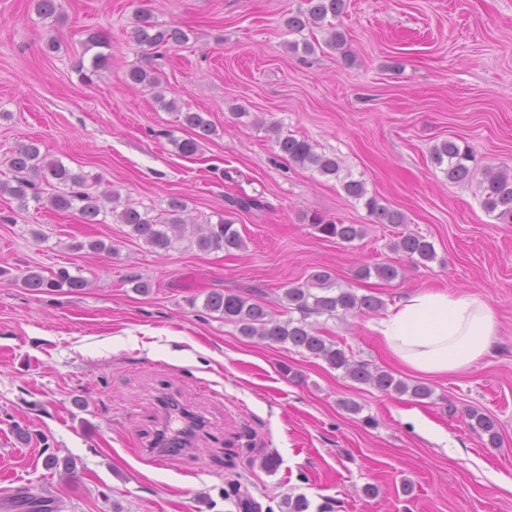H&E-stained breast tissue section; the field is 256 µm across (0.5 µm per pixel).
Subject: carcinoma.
<instances>
[{
  "label": "carcinoma",
  "mask_w": 512,
  "mask_h": 512,
  "mask_svg": "<svg viewBox=\"0 0 512 512\" xmlns=\"http://www.w3.org/2000/svg\"><path fill=\"white\" fill-rule=\"evenodd\" d=\"M307 7L289 16L284 24L290 34H300L308 27H321L328 18H337L344 9V0H306ZM38 15L44 19L55 17L62 7L61 0H35ZM133 40L149 49L168 48L188 41V36L175 27H160L150 21L149 14L138 17V24L132 31ZM129 80L146 88L155 89L161 85L156 70L140 66L128 74ZM182 124L195 131V137L174 141L180 155H194L199 148V140L214 133V126L205 112L183 113ZM276 147L289 160L302 166L313 168L322 175L338 176L339 162L316 151L315 146L305 138L276 135ZM434 163L443 168V173L452 183H462L472 179L479 166L476 155L467 147L454 140H444L432 149ZM10 167L19 174L16 185L0 183V192L8 191L26 207L29 201L63 212H72L85 224L100 223L99 216L106 213V204L116 200L117 194L109 187L102 190L86 189L83 176L72 172L58 160L48 161L41 155L34 142L17 147L9 159ZM37 178L44 182L55 181L53 192L42 196V192L32 181ZM481 205L501 224H512V171L508 169L486 170L480 182ZM345 193L355 200H365L369 213L379 224H402L404 216L381 203L375 196H367L363 182L355 179L343 181ZM185 203L178 197L168 201L165 216H151L149 211H140L127 206L116 214L117 220L130 227L132 235L151 248L167 252L176 242L184 239L185 228L181 214ZM310 224L323 236L351 242L364 235L358 224H337L332 220L313 214ZM202 251L242 250L245 241L234 224L218 215L216 222L204 225L203 232L196 239ZM394 249L415 263L431 261L435 249L424 237L407 234L401 236ZM399 275L398 268L390 263L365 266L358 271V277L366 279L375 276L384 281H392ZM24 286L34 291H54L64 287L80 290L86 282L73 276L65 268L46 277L39 272L26 270L21 276ZM283 299L288 312H297L300 318L280 321L272 318L268 309L252 298L236 292H211L206 295L204 308L218 312L224 321L235 325L240 335L257 338L270 344H288L315 358L323 359L330 367L344 370L353 381L368 384L382 393L395 392L410 394L416 399H426L432 390L421 383L409 385L383 370H373L368 364L355 362L346 351L328 340L315 329L307 319L312 315L336 316L338 314H365L382 306L381 300L373 295H359L351 288L336 285L332 274L327 270L313 272L306 282L284 289ZM469 428L480 436H487L490 445L499 440L497 421L491 416L471 409L467 412Z\"/></svg>",
  "instance_id": "obj_1"
}]
</instances>
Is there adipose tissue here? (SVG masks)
Wrapping results in <instances>:
<instances>
[{
  "mask_svg": "<svg viewBox=\"0 0 512 512\" xmlns=\"http://www.w3.org/2000/svg\"><path fill=\"white\" fill-rule=\"evenodd\" d=\"M498 325L496 312L481 295L425 288L391 306L375 330L401 365L445 377L489 355Z\"/></svg>",
  "mask_w": 512,
  "mask_h": 512,
  "instance_id": "ef3b65f1",
  "label": "adipose tissue"
}]
</instances>
